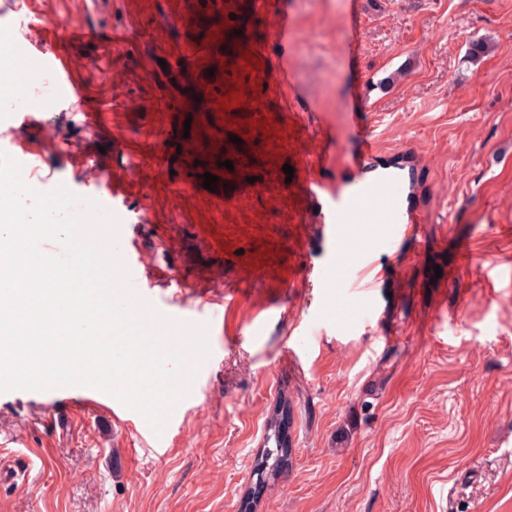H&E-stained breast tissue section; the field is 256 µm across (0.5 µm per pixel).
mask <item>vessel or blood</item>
Here are the masks:
<instances>
[{"label": "vessel or blood", "mask_w": 512, "mask_h": 512, "mask_svg": "<svg viewBox=\"0 0 512 512\" xmlns=\"http://www.w3.org/2000/svg\"><path fill=\"white\" fill-rule=\"evenodd\" d=\"M253 13L263 34L249 59L240 61L220 85L209 89L191 83L179 96L182 112L203 116L212 128L211 133L192 134L181 143V158L190 174L185 186L198 191L204 173L220 177L219 195L227 207L226 220L232 223L254 210L258 184L224 177L221 163L231 160L237 171L260 166V184L271 189L268 206L277 209L289 203L304 232L297 240L260 231L244 237L224 232L204 238V245L213 251L249 248L251 260L242 267H219L207 288L185 286V296L195 300L216 293L225 302H235L237 282L259 270L277 271L281 282L291 288L320 287L351 253H371V246L362 243L363 225L389 224L394 234L411 238L423 230L424 217L410 206L412 195L403 174L399 168L376 165L379 143L371 131L358 128L356 113H346V132L338 134L334 114L320 111L318 98L292 86L297 27L288 0H255ZM75 35L65 24L41 21L27 24L20 41L0 39V48L12 54L21 50L40 54L56 73L66 104L75 107L82 103V92L71 76L74 63L63 48L64 41ZM223 55L224 34L218 30L207 41L194 43L181 55L180 64L187 71H205ZM272 81L289 88L284 111L266 112L260 105L257 90ZM83 118L113 144L121 143L124 127L110 113L87 110ZM35 125L40 142L51 157H58V125L46 118ZM239 133L243 142L233 143V135ZM286 163L297 171L290 183L281 176ZM157 175L156 165L129 156L113 163L111 175L99 182L92 198L115 210L131 207L135 198L153 194ZM51 394L79 409L107 410L112 405L107 393L92 387L66 385Z\"/></svg>", "instance_id": "vessel-or-blood-1"}]
</instances>
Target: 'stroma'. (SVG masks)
<instances>
[{
	"label": "stroma",
	"mask_w": 512,
	"mask_h": 512,
	"mask_svg": "<svg viewBox=\"0 0 512 512\" xmlns=\"http://www.w3.org/2000/svg\"><path fill=\"white\" fill-rule=\"evenodd\" d=\"M289 2L297 81L337 125L358 113L387 146L381 161L413 170L425 235L396 239L379 225L385 248L325 288L299 294L260 272L234 305L170 303L169 317L207 324L214 357L197 395L170 415L163 448L137 412L124 425L36 391L0 393V445L24 438L46 462L0 483V512H512V0ZM36 7L92 29L68 46L74 77L120 113L125 147L146 154L184 82L175 56L190 40L159 18L193 11V0H112L100 16L79 14L77 0ZM116 26L129 47L113 43ZM477 39L486 48L473 58ZM7 65L25 84L0 115L56 120L78 159L41 162L33 130L13 138L3 126L0 154L31 153L22 177L35 190L94 193L80 162L111 166V141L44 88L35 55ZM158 179L147 223L127 229L125 244L155 252L137 283L170 301L214 263L249 254L200 250L223 208L181 189L169 168ZM464 246L474 254L465 273ZM256 315L267 320L257 342L243 333ZM284 396L292 466L260 489L254 469Z\"/></svg>",
	"instance_id": "35a3bbf8"
}]
</instances>
